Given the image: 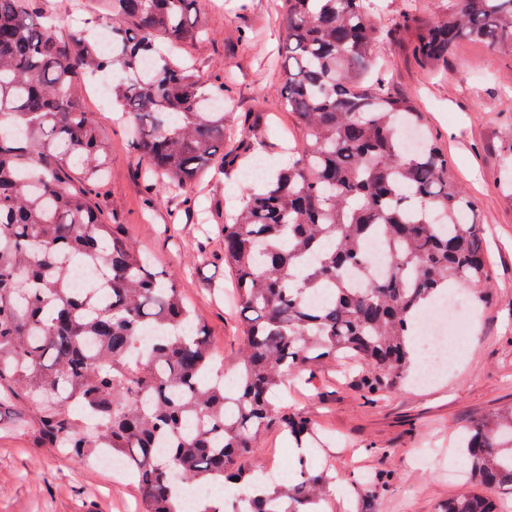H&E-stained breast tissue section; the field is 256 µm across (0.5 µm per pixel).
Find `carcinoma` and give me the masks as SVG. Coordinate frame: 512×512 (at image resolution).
Masks as SVG:
<instances>
[{"label": "carcinoma", "instance_id": "cac0c4a2", "mask_svg": "<svg viewBox=\"0 0 512 512\" xmlns=\"http://www.w3.org/2000/svg\"><path fill=\"white\" fill-rule=\"evenodd\" d=\"M92 23L63 39L28 0H0V398L37 410L36 434L77 463L108 449L140 493V512H184L181 491L217 485L237 512H321L336 476L297 457L295 479L257 490L253 456L277 426L295 448L316 442L308 417L271 398L292 369L344 359L358 387L382 399L403 380L414 314L441 288L482 303L489 271L477 206L452 180L412 101L375 65L384 23L374 0H285L283 102L306 131L274 174L240 189L224 225V262L245 321L237 381L214 369L211 342L177 280L156 271L119 224L100 213L108 161L82 77L112 71V101L136 127L132 142L155 196L184 193L224 151V79H203L172 48L204 34L198 0H99ZM464 39L512 56V0H454L414 51L429 64ZM374 240L386 274L354 288ZM76 260L93 288L71 286ZM475 481L512 493V408L465 432ZM437 512H494L461 491Z\"/></svg>", "mask_w": 512, "mask_h": 512}]
</instances>
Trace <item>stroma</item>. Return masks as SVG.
<instances>
[{
	"label": "stroma",
	"instance_id": "stroma-1",
	"mask_svg": "<svg viewBox=\"0 0 512 512\" xmlns=\"http://www.w3.org/2000/svg\"><path fill=\"white\" fill-rule=\"evenodd\" d=\"M281 6V0H200L197 16L206 34L175 50L204 76L229 74L225 149L236 148L249 129L261 143L256 157L272 164L305 138L281 106ZM453 6V0H424L414 23L382 35L377 51L387 62L386 79L414 101L423 126L447 154L453 177L477 205L494 303H475L459 289L470 338L449 351L451 372L430 384L408 379L371 403L349 384L343 363L290 376V388L276 405L312 419L325 443L308 449V458L343 478L341 493L327 494L323 512H435L459 490V434L472 419L512 405V194L503 187L512 168L503 149L512 134V57L464 41L447 63L420 61L413 52L420 32ZM29 8L52 14L63 35L86 28L92 16L90 0H29ZM86 30L94 39L102 34ZM81 103L93 113L110 156L97 198L108 222L124 225L158 270L179 281L213 338L225 382H233L243 320L224 262L222 225L250 164L221 175L208 170L188 190L187 202L159 204L147 192L129 121L90 93H83ZM35 417L33 409L0 404V512H138L131 478L40 447L31 427ZM296 455L286 434L273 427L260 438L255 465L283 481ZM379 474L387 478L384 490L367 496L364 477Z\"/></svg>",
	"mask_w": 512,
	"mask_h": 512
}]
</instances>
